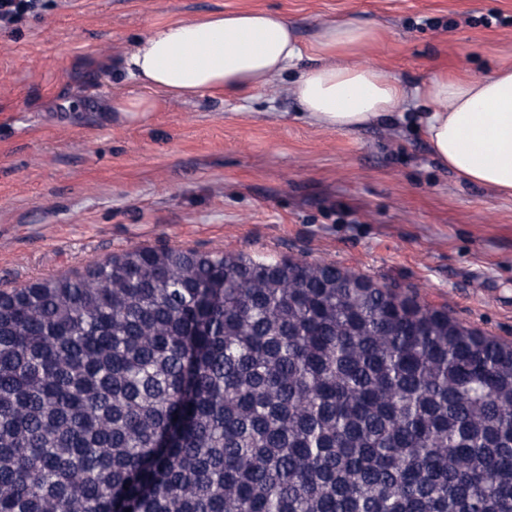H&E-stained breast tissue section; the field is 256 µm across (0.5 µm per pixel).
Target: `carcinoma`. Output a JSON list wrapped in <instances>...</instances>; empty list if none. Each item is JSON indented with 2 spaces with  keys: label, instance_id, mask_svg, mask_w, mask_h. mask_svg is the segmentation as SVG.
I'll list each match as a JSON object with an SVG mask.
<instances>
[{
  "label": "carcinoma",
  "instance_id": "obj_1",
  "mask_svg": "<svg viewBox=\"0 0 512 512\" xmlns=\"http://www.w3.org/2000/svg\"><path fill=\"white\" fill-rule=\"evenodd\" d=\"M127 509L512 512V343L241 253L0 291V512Z\"/></svg>",
  "mask_w": 512,
  "mask_h": 512
}]
</instances>
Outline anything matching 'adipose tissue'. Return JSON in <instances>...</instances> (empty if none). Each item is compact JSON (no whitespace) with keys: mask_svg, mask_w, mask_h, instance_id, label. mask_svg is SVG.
<instances>
[{"mask_svg":"<svg viewBox=\"0 0 512 512\" xmlns=\"http://www.w3.org/2000/svg\"><path fill=\"white\" fill-rule=\"evenodd\" d=\"M374 30L353 18L318 25L316 63L290 85L304 117L322 128L352 132L400 109L410 96L428 101L423 135L441 168L468 184L512 196V71L482 77L438 74L411 86L357 55ZM303 56L296 27L278 13L213 12L167 23L124 54L123 69L142 96L119 99L117 111L144 114L167 99L221 96L274 86Z\"/></svg>","mask_w":512,"mask_h":512,"instance_id":"1","label":"adipose tissue"}]
</instances>
